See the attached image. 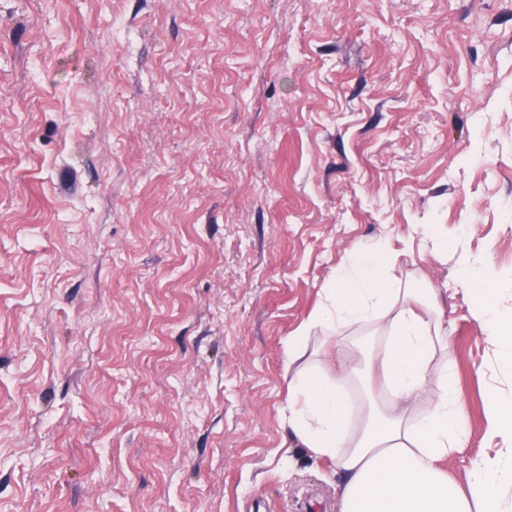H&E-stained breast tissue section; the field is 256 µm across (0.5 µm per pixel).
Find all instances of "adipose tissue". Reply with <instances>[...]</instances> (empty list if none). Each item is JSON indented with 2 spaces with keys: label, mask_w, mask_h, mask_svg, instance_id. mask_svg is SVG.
<instances>
[{
  "label": "adipose tissue",
  "mask_w": 512,
  "mask_h": 512,
  "mask_svg": "<svg viewBox=\"0 0 512 512\" xmlns=\"http://www.w3.org/2000/svg\"><path fill=\"white\" fill-rule=\"evenodd\" d=\"M394 257L374 244L353 254L322 290L323 301L287 347L288 427L296 447L333 461L339 512H512V399L491 397L487 434L505 440L495 455L475 457L462 477L440 463L466 447V402L448 371L431 381L430 366L451 349L441 290L418 292L389 274ZM496 273L488 261L463 256L458 279L477 292L473 314L500 368L512 374V307L483 297ZM331 331V346L308 353L315 327ZM366 328L375 351L343 349L346 332ZM377 380L384 409L357 419L347 389L358 375ZM428 395L421 419L410 405Z\"/></svg>",
  "instance_id": "ef3b65f1"
}]
</instances>
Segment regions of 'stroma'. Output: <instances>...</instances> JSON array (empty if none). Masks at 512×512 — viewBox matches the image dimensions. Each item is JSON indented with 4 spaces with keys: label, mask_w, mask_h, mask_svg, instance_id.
<instances>
[{
    "label": "stroma",
    "mask_w": 512,
    "mask_h": 512,
    "mask_svg": "<svg viewBox=\"0 0 512 512\" xmlns=\"http://www.w3.org/2000/svg\"><path fill=\"white\" fill-rule=\"evenodd\" d=\"M378 242L448 291L459 474L512 395L456 279L512 302V0H0V512H338L286 348ZM497 274L487 260H473L467 256H461L458 266V279L466 290L485 293L484 288Z\"/></svg>",
    "instance_id": "35a3bbf8"
}]
</instances>
